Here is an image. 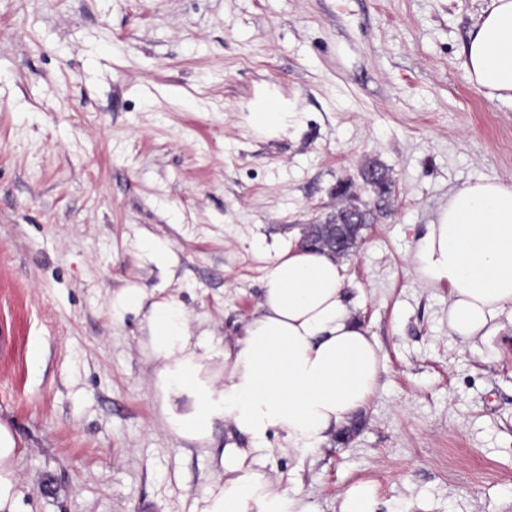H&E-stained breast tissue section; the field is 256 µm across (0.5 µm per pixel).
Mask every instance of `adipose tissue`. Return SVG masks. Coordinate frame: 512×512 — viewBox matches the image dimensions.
Instances as JSON below:
<instances>
[{"label": "adipose tissue", "mask_w": 512, "mask_h": 512, "mask_svg": "<svg viewBox=\"0 0 512 512\" xmlns=\"http://www.w3.org/2000/svg\"><path fill=\"white\" fill-rule=\"evenodd\" d=\"M470 83L512 101V0H485L464 47ZM413 269L449 289L448 331L465 341L512 338V183L479 180L453 192L416 244ZM342 260L302 248L278 254L259 309L224 352L223 383L199 354L190 319L171 298L145 303L139 289L119 307H147L149 348L169 429L208 440L230 421L249 437L225 449L219 478L196 512H288V491L264 469L267 437L319 452L376 393L385 371L373 335L350 308ZM18 441L0 418V512H16Z\"/></svg>", "instance_id": "adipose-tissue-1"}]
</instances>
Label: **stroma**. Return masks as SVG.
<instances>
[{"mask_svg":"<svg viewBox=\"0 0 512 512\" xmlns=\"http://www.w3.org/2000/svg\"><path fill=\"white\" fill-rule=\"evenodd\" d=\"M482 0H0V416L19 512H193L227 445L167 428L142 313L171 297L222 363L279 252L345 182L392 199L347 265L385 357L355 425L316 454L268 435L266 471L337 512H512V345L448 335V289L412 268L451 192L512 180V102L467 81ZM275 98L288 132L247 120ZM169 242L172 271L148 257ZM338 499V512H373V491L367 484L350 486Z\"/></svg>","mask_w":512,"mask_h":512,"instance_id":"stroma-1","label":"stroma"}]
</instances>
